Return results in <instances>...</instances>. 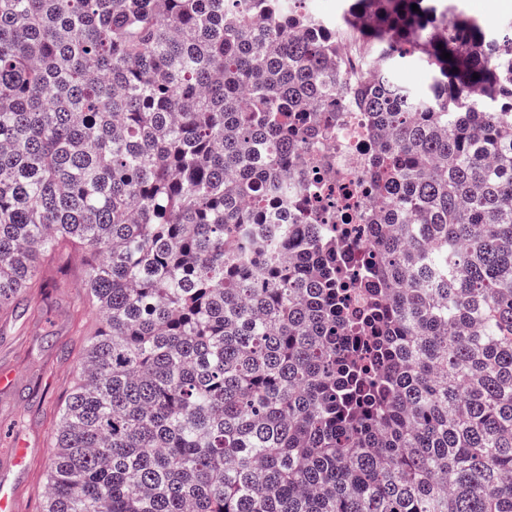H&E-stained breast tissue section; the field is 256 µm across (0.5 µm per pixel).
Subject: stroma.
<instances>
[{
    "label": "stroma",
    "instance_id": "obj_1",
    "mask_svg": "<svg viewBox=\"0 0 512 512\" xmlns=\"http://www.w3.org/2000/svg\"><path fill=\"white\" fill-rule=\"evenodd\" d=\"M56 287L31 289L12 315L0 316V369L13 372L0 388V448L24 442L27 469L16 482L15 512H40L58 409L73 390L85 338L103 322L86 302L82 253L70 252Z\"/></svg>",
    "mask_w": 512,
    "mask_h": 512
}]
</instances>
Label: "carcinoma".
Segmentation results:
<instances>
[{"mask_svg":"<svg viewBox=\"0 0 512 512\" xmlns=\"http://www.w3.org/2000/svg\"><path fill=\"white\" fill-rule=\"evenodd\" d=\"M292 3L0 0V315L68 251L103 315L45 512H512V27ZM340 90L390 132L360 313L275 214ZM402 76L408 81L414 91L423 94L430 82V75L425 66L417 59H409L402 68Z\"/></svg>","mask_w":512,"mask_h":512,"instance_id":"1","label":"carcinoma"}]
</instances>
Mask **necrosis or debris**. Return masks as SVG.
Instances as JSON below:
<instances>
[{"label": "necrosis or debris", "mask_w": 512, "mask_h": 512, "mask_svg": "<svg viewBox=\"0 0 512 512\" xmlns=\"http://www.w3.org/2000/svg\"><path fill=\"white\" fill-rule=\"evenodd\" d=\"M339 111L329 137L305 144L308 164L302 182L320 186L326 218L320 229L335 239L336 253L351 273L370 262L364 225L374 199L369 163L378 151V133L368 113L337 97Z\"/></svg>", "instance_id": "obj_1"}]
</instances>
